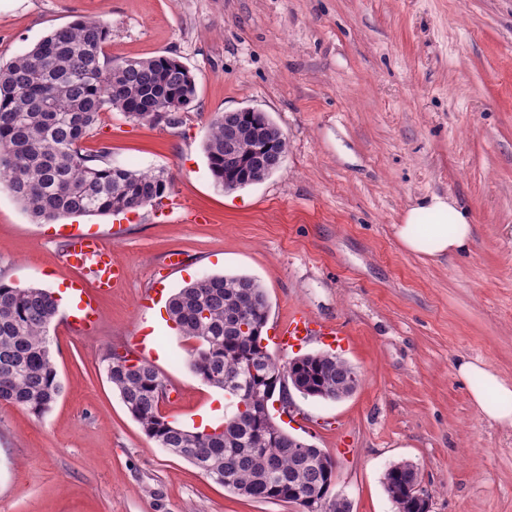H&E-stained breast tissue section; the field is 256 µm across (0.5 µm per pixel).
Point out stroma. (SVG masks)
I'll return each instance as SVG.
<instances>
[{"label":"stroma","mask_w":512,"mask_h":512,"mask_svg":"<svg viewBox=\"0 0 512 512\" xmlns=\"http://www.w3.org/2000/svg\"><path fill=\"white\" fill-rule=\"evenodd\" d=\"M110 30L109 58L172 56L197 97L182 124L101 113L84 146L105 164L172 176L207 214L194 224L145 207L38 224L0 185V278L72 286L62 257L74 230L101 234L127 283L101 297L92 331L60 308L50 326L62 393L35 417L0 405V512H298L235 495L158 448L104 370L136 354L168 383L167 420L220 425L223 390L190 368L193 340L166 304L213 274L261 281L268 328L293 310L340 322L348 342L311 339L360 383L331 401L290 390L287 429L336 463L352 512H396L386 470L420 469L431 512H512V430L480 416L459 377L465 359L512 380V0H0V62L80 19ZM266 113L287 141L283 166L218 187L203 143L215 113ZM457 198L475 226L464 254L425 263L392 233L405 208ZM179 252L182 264L163 262Z\"/></svg>","instance_id":"35a3bbf8"}]
</instances>
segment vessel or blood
I'll return each mask as SVG.
<instances>
[{
    "label": "vessel or blood",
    "mask_w": 512,
    "mask_h": 512,
    "mask_svg": "<svg viewBox=\"0 0 512 512\" xmlns=\"http://www.w3.org/2000/svg\"><path fill=\"white\" fill-rule=\"evenodd\" d=\"M63 255L70 268L92 279L91 288L80 291L84 311L81 327L86 331L91 330L95 324L92 314L94 297L110 294L113 288L125 283L128 271L113 262L111 250L96 234H70ZM314 335L341 342L347 340L349 333L338 323L319 321L305 312L296 311L278 326L271 342L275 349L286 351Z\"/></svg>",
    "instance_id": "b4317fda"
}]
</instances>
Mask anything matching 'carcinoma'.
<instances>
[{"label": "carcinoma", "instance_id": "1", "mask_svg": "<svg viewBox=\"0 0 512 512\" xmlns=\"http://www.w3.org/2000/svg\"><path fill=\"white\" fill-rule=\"evenodd\" d=\"M108 27L94 19L59 27L6 65L0 64V179L36 222L73 215H115L158 206L171 193L164 172H135L102 165L106 148L82 146L101 112L116 110L150 124L176 125L196 99L190 70L169 56L108 59ZM64 112H44L42 103ZM287 143L265 113L217 112L203 145L217 185L232 190L279 170ZM206 309L209 316L197 313ZM270 304L260 281L246 274L212 275L181 288L168 303L176 328L199 345L190 367L204 382L240 394L245 410L224 418L220 431L198 432L161 415L156 396L167 383L146 361L119 364L109 354L105 372L112 387L145 434L224 489L259 501L298 505L312 498L320 512H344L330 495L335 481L330 456L305 445L281 428L264 404L283 379L306 388L307 395L338 400L354 388L346 383L351 365L334 354L297 357L281 368L262 345ZM58 312L51 292L0 282V404L18 406L41 417L62 392L48 329ZM418 467L391 466L384 487L397 512H415L420 498Z\"/></svg>", "mask_w": 512, "mask_h": 512}]
</instances>
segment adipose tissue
<instances>
[{
    "mask_svg": "<svg viewBox=\"0 0 512 512\" xmlns=\"http://www.w3.org/2000/svg\"><path fill=\"white\" fill-rule=\"evenodd\" d=\"M394 232L405 252L428 262L467 251L474 226L456 198L433 195L410 205ZM458 373L469 381L471 399L481 417L512 428V381L473 360L460 361Z\"/></svg>",
    "mask_w": 512,
    "mask_h": 512,
    "instance_id": "obj_1",
    "label": "adipose tissue"
}]
</instances>
